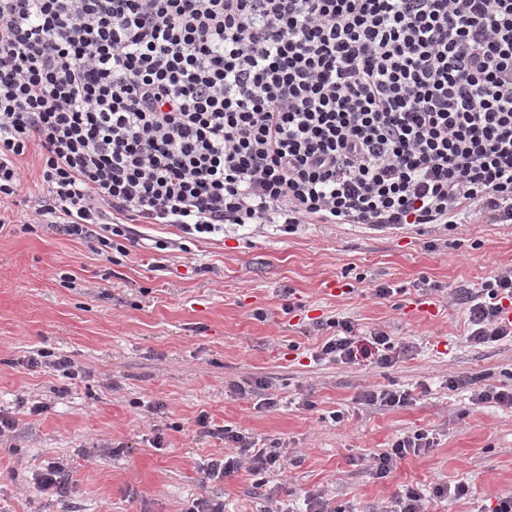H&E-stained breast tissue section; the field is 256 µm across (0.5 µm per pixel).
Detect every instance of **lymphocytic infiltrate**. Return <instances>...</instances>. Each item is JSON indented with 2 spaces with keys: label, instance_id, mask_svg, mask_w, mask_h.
<instances>
[{
  "label": "lymphocytic infiltrate",
  "instance_id": "f902f5d3",
  "mask_svg": "<svg viewBox=\"0 0 512 512\" xmlns=\"http://www.w3.org/2000/svg\"><path fill=\"white\" fill-rule=\"evenodd\" d=\"M41 147L33 221L129 256L134 223L197 241L303 224L381 233L487 214L512 223V0H0V204ZM471 346L512 338V269L470 293ZM319 356L397 361L352 321ZM228 449L208 479L284 470L283 442L209 428ZM423 430L371 458L386 476ZM406 488L380 512L467 498Z\"/></svg>",
  "mask_w": 512,
  "mask_h": 512
}]
</instances>
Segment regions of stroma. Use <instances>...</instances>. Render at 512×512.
<instances>
[{
    "label": "stroma",
    "mask_w": 512,
    "mask_h": 512,
    "mask_svg": "<svg viewBox=\"0 0 512 512\" xmlns=\"http://www.w3.org/2000/svg\"><path fill=\"white\" fill-rule=\"evenodd\" d=\"M19 166L24 190L0 207V412L15 420L14 447L0 450V512H185L214 496L224 512H266L249 471L206 478V463L226 449L199 425L203 415L284 443L286 469L265 476L284 512H302L316 493L341 512H371L406 487L437 483L465 482L472 494L430 501L427 512H487L512 495V408L475 405L469 390L448 387L452 377L512 387V340L468 346L463 302L465 289L512 268V224L241 229L184 252L138 247L112 263L31 224L44 194L39 147ZM377 284L393 295L375 297ZM338 316L362 334L387 330L404 354L386 369L316 359L329 333L315 320ZM40 349L78 371L66 395L56 371L22 367ZM367 389L414 400L364 405ZM36 402L42 414L29 413ZM420 429L432 448L387 477L371 474L369 454ZM55 460L72 477L64 499L33 480Z\"/></svg>",
    "instance_id": "stroma-1"
}]
</instances>
